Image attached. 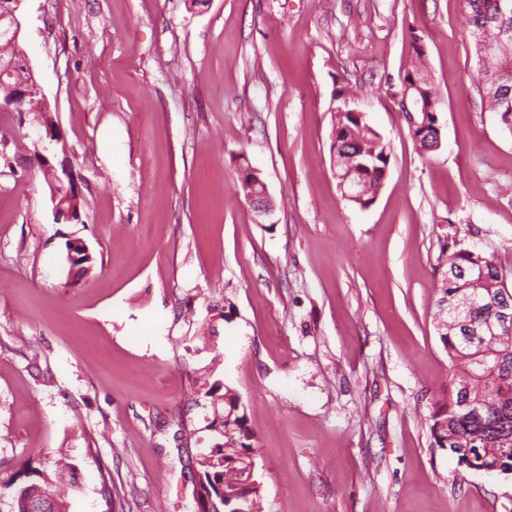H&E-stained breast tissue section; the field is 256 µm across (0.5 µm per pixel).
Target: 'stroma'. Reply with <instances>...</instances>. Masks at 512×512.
Wrapping results in <instances>:
<instances>
[{
    "mask_svg": "<svg viewBox=\"0 0 512 512\" xmlns=\"http://www.w3.org/2000/svg\"><path fill=\"white\" fill-rule=\"evenodd\" d=\"M462 9L23 0L51 114L0 109V512L40 474L67 512H198L197 458L223 441L191 393L209 372L246 409L260 512H512V476L429 432L449 253L512 271V125L483 109ZM415 35L440 100L426 155L397 98ZM339 106L390 147L365 210L337 186ZM46 164L78 220L54 223ZM242 175L244 179L242 178ZM257 179H260V177L251 172L249 168L242 167L240 169L239 181L246 197L254 190H258L260 188V185H256ZM249 200L255 211L261 216L268 215L272 211L273 206L268 196L266 186L261 188L259 192L251 193L249 195Z\"/></svg>",
    "mask_w": 512,
    "mask_h": 512,
    "instance_id": "1",
    "label": "stroma"
}]
</instances>
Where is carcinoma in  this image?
I'll return each instance as SVG.
<instances>
[{
	"label": "carcinoma",
	"instance_id": "carcinoma-1",
	"mask_svg": "<svg viewBox=\"0 0 512 512\" xmlns=\"http://www.w3.org/2000/svg\"><path fill=\"white\" fill-rule=\"evenodd\" d=\"M463 21L469 30L475 55L483 68L477 91L492 112L512 122V0H463ZM412 59L400 77L411 86L410 98L418 101V111L407 117L412 123L409 136L416 149L427 153V146L440 137L438 101L430 97L431 81L425 63L426 51L417 37L412 38ZM330 152L336 165V179L342 194L352 187L368 184L378 191L385 183L390 149L383 136L366 118L335 112L332 120ZM438 307L445 310L465 305L462 324L435 329L448 351L453 378L448 385V401L431 416L432 445L448 451L467 470L486 469L498 474L512 472V444L503 437L512 436V334L504 336L492 324L507 308L512 311V288L500 279L494 260L470 250L448 254V272L440 279ZM470 383L472 397H482L484 406L478 415L462 408L461 378ZM224 400V407L237 409L228 423L229 434L220 446L198 461L201 474L199 496L220 512L224 496L220 486L235 492V503L244 512H258L260 488L234 490L236 479L224 473L222 459H232L252 449L254 436L246 427V412L239 396L220 380L205 390ZM17 512H66L63 503L47 497L36 483L18 489Z\"/></svg>",
	"mask_w": 512,
	"mask_h": 512
}]
</instances>
